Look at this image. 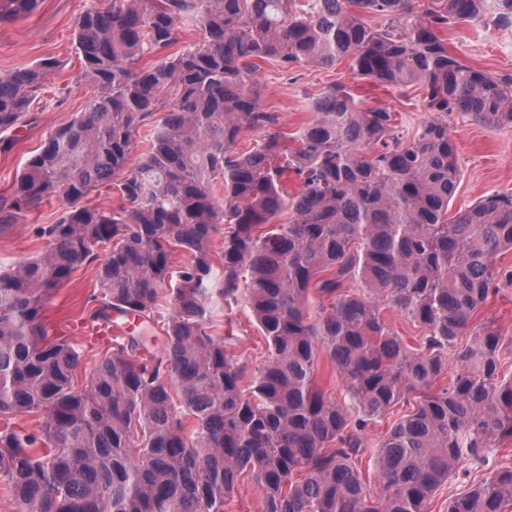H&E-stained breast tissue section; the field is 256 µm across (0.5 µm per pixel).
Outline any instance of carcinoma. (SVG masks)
<instances>
[{
    "mask_svg": "<svg viewBox=\"0 0 512 512\" xmlns=\"http://www.w3.org/2000/svg\"><path fill=\"white\" fill-rule=\"evenodd\" d=\"M40 4L0 0V22ZM489 8L494 24L512 27V0H90L74 41L78 79L96 95L0 197V229L46 198L63 205L42 229L45 253L0 266V417L44 415L36 427L0 429V476L16 512H224L245 477L262 512H425L462 464L486 465L512 439V377L501 374L512 340L493 326L472 332L451 383L432 390L496 291L494 259L512 250V194L446 217L458 167L438 117L512 126V74L460 63L442 38ZM367 14L386 24L371 27ZM186 25L204 39L170 52ZM347 56L362 79L423 86L435 118L404 144L391 112L333 87L312 103L313 120L282 131L261 105L256 61L333 67ZM55 68L43 60L0 75L4 148L32 124ZM168 89L169 110L131 168ZM244 127L259 139L240 151ZM289 173L302 183L292 197ZM103 184L118 206L86 202ZM286 209L288 222H275ZM176 250L189 255L178 269ZM101 251L89 324L139 325L112 337L79 389L80 351L49 336L44 310ZM353 280L362 288L347 287ZM240 303L266 344L252 373L210 332L218 307ZM385 308L418 329L417 345L390 328ZM324 354L343 380L340 400L315 384ZM410 394L415 409L374 450L382 492L373 500L356 468L363 435ZM508 503L512 467H500L447 512Z\"/></svg>",
    "mask_w": 512,
    "mask_h": 512,
    "instance_id": "cac0c4a2",
    "label": "carcinoma"
}]
</instances>
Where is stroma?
I'll use <instances>...</instances> for the list:
<instances>
[{"label": "stroma", "instance_id": "stroma-1", "mask_svg": "<svg viewBox=\"0 0 512 512\" xmlns=\"http://www.w3.org/2000/svg\"><path fill=\"white\" fill-rule=\"evenodd\" d=\"M88 5V0H42L33 15L0 23V73L30 67L48 58L57 63L33 106V124L15 132V144L10 151H0V196L10 193L25 162L39 151L49 133L85 111L91 99L90 87L77 79L81 63L73 43L75 24ZM444 40L449 52L462 63L492 75L512 74V27L501 28L476 19L451 27ZM255 77L264 108L278 113L281 127L288 133L311 118L313 100L333 86L349 88L364 107L387 108L405 142L430 118L424 109L425 93L421 87L402 94L360 78L348 58L333 67L302 65L288 70L276 61H263ZM447 121L459 168L457 187L448 204L449 214L465 210L488 195L512 193V126H486L458 112L450 113ZM61 211V202L53 198L23 212L18 223L0 231V265L44 252L48 242L39 230L54 223ZM95 273L92 265L78 269L45 308L50 335L66 337L82 351L75 376L80 386L89 379L110 346L108 339L90 333L83 322L82 310L92 291ZM498 288V293L475 313L472 324H494L502 336L510 337L512 282L501 280ZM212 332L230 339L233 353L248 368L264 363V340L245 307L217 310ZM504 465L512 466L511 439L500 441L488 465H466V477L444 483L426 503L427 512H446L450 495L482 482L495 468Z\"/></svg>", "mask_w": 512, "mask_h": 512}]
</instances>
